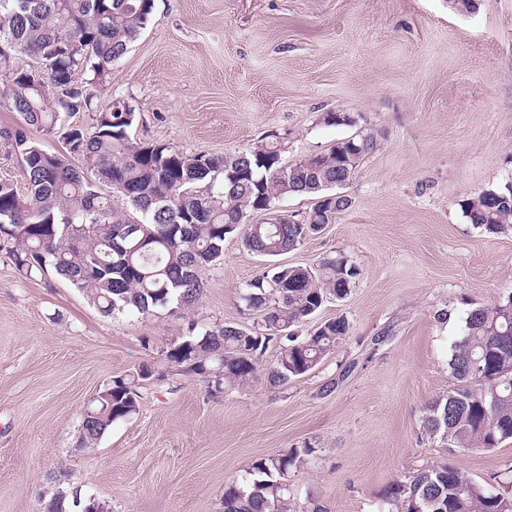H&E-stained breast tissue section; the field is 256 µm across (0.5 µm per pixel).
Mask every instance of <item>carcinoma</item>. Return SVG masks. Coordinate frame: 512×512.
I'll use <instances>...</instances> for the list:
<instances>
[{
  "label": "carcinoma",
  "mask_w": 512,
  "mask_h": 512,
  "mask_svg": "<svg viewBox=\"0 0 512 512\" xmlns=\"http://www.w3.org/2000/svg\"><path fill=\"white\" fill-rule=\"evenodd\" d=\"M153 10L154 0H0V83L21 117L0 129V140L20 157L26 177L22 191L0 179V245L27 277L52 268L107 316L191 308L206 287L202 271L217 265L228 234L239 233L247 251L267 258L297 249L351 206L336 200V179L355 176L378 146L377 135L364 130L326 153L286 164L288 141L277 132L220 158L134 140L137 107L117 97L101 108L89 88L109 81ZM17 55L33 64L13 67ZM79 72L88 75L83 85L75 81ZM80 113L88 115L87 124L73 121ZM319 122L356 125L345 112H322ZM36 132L61 140L65 151H48ZM295 194L315 199L304 223L250 222L252 213ZM461 208L483 231L506 233L512 230V184L468 196ZM357 276L344 257L314 267L276 264L243 295L245 310L257 319L253 327L191 321L165 359L202 379L209 393H227L256 377L277 338L267 381L300 379L350 325L338 316L308 336L295 328L346 296ZM505 338L512 340V295L467 313L450 348L451 385L426 408L424 430L431 438L461 450H490L512 440V344L504 345ZM161 376L147 361L113 378L82 413L80 447L94 448L113 423L136 414L139 382ZM313 452L307 444L256 460L244 477L224 485V512H305L288 495V477ZM384 500L388 512H512V480L489 488L450 459L408 483H391Z\"/></svg>",
  "instance_id": "1"
}]
</instances>
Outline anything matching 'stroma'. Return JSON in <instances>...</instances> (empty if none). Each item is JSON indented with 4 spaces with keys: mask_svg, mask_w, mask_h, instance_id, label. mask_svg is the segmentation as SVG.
I'll return each instance as SVG.
<instances>
[{
    "mask_svg": "<svg viewBox=\"0 0 512 512\" xmlns=\"http://www.w3.org/2000/svg\"><path fill=\"white\" fill-rule=\"evenodd\" d=\"M115 96L138 108L134 139L187 153L220 157L277 132L292 162L354 128L377 133L345 188L351 207L281 257L357 266L348 295L299 328L341 315L350 333L303 378L260 374L213 395L164 352L191 320L251 327L242 296L268 262L239 236L195 306L148 318L103 315L55 272L22 276L1 248L0 512H42V492L58 489L109 512H222L226 482L306 445L289 477L306 512H387V485L449 458L484 484L512 469V440L451 452L423 429L467 312L512 294V233H485L461 208L512 183V0L468 15L448 0H155L97 102ZM326 111L357 125L324 126ZM146 361L165 380L80 448L84 405Z\"/></svg>",
    "mask_w": 512,
    "mask_h": 512,
    "instance_id": "obj_1",
    "label": "stroma"
}]
</instances>
